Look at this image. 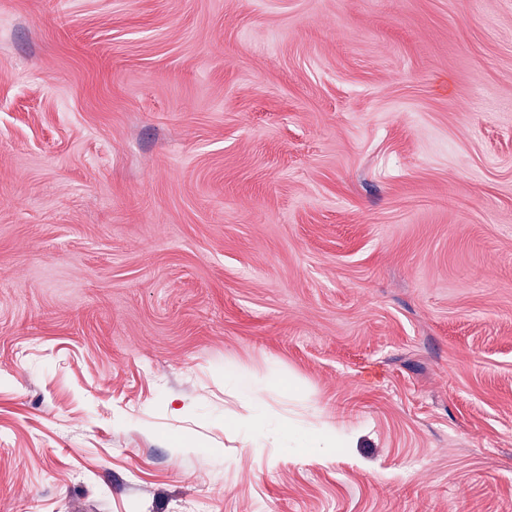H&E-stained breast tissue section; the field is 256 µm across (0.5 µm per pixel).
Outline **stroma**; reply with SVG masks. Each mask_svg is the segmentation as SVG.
Here are the masks:
<instances>
[{"label": "stroma", "mask_w": 512, "mask_h": 512, "mask_svg": "<svg viewBox=\"0 0 512 512\" xmlns=\"http://www.w3.org/2000/svg\"><path fill=\"white\" fill-rule=\"evenodd\" d=\"M0 512H512V0H0ZM224 380L243 396L249 409L245 416L229 418L225 427L235 432L244 429L249 438L270 444L269 448H302L306 460L326 463L335 457L334 422L318 421L307 426L289 423L288 417L273 410L265 401L269 382H263L250 372L229 368L224 370Z\"/></svg>", "instance_id": "1"}]
</instances>
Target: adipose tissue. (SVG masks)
Segmentation results:
<instances>
[{"instance_id":"adipose-tissue-1","label":"adipose tissue","mask_w":512,"mask_h":512,"mask_svg":"<svg viewBox=\"0 0 512 512\" xmlns=\"http://www.w3.org/2000/svg\"><path fill=\"white\" fill-rule=\"evenodd\" d=\"M224 378L246 400L247 415L229 418V429L246 431L249 438L274 448L298 446L305 459L325 463L333 459L336 425L320 421L307 425L291 423L288 417L273 410L266 402V382L244 370L225 369Z\"/></svg>"}]
</instances>
